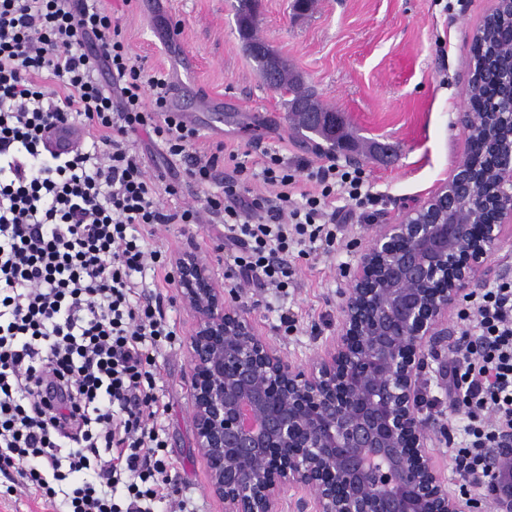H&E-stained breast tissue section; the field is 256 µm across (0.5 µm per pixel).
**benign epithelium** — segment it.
Masks as SVG:
<instances>
[{"label":"benign epithelium","mask_w":512,"mask_h":512,"mask_svg":"<svg viewBox=\"0 0 512 512\" xmlns=\"http://www.w3.org/2000/svg\"><path fill=\"white\" fill-rule=\"evenodd\" d=\"M262 81L280 61L261 51ZM486 134L494 190L459 166L418 207L380 224L352 270L336 337L304 366L259 333L252 308L224 291L195 247L170 262L188 331V383L196 448L209 494L224 512H286L290 490L309 498L296 512H512V443L490 450L480 496L448 488L431 453L448 436L423 416L429 360L447 387L441 347L448 316L512 224V71ZM304 121L327 132L333 113L307 105Z\"/></svg>","instance_id":"7a95c632"}]
</instances>
